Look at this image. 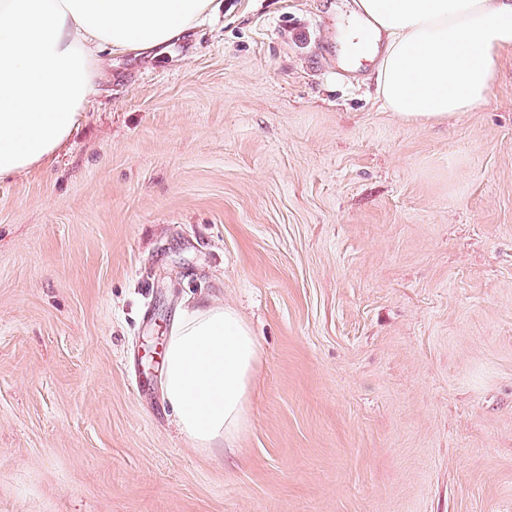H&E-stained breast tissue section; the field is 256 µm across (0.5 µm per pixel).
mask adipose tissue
Returning <instances> with one entry per match:
<instances>
[{"mask_svg": "<svg viewBox=\"0 0 512 512\" xmlns=\"http://www.w3.org/2000/svg\"><path fill=\"white\" fill-rule=\"evenodd\" d=\"M212 0H0V180L37 169L70 136L99 79L101 48L181 38ZM346 38L384 39L375 80L384 107L420 125L485 105L512 53V0H356ZM259 346L231 305L182 309L164 345L163 389L197 447L239 438Z\"/></svg>", "mask_w": 512, "mask_h": 512, "instance_id": "obj_1", "label": "adipose tissue"}]
</instances>
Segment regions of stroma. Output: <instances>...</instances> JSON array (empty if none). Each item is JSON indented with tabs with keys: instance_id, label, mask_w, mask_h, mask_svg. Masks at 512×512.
<instances>
[{
	"instance_id": "obj_1",
	"label": "stroma",
	"mask_w": 512,
	"mask_h": 512,
	"mask_svg": "<svg viewBox=\"0 0 512 512\" xmlns=\"http://www.w3.org/2000/svg\"><path fill=\"white\" fill-rule=\"evenodd\" d=\"M214 6L0 181V512H512V60L420 126L354 0ZM197 296L260 352L212 450L162 395Z\"/></svg>"
}]
</instances>
